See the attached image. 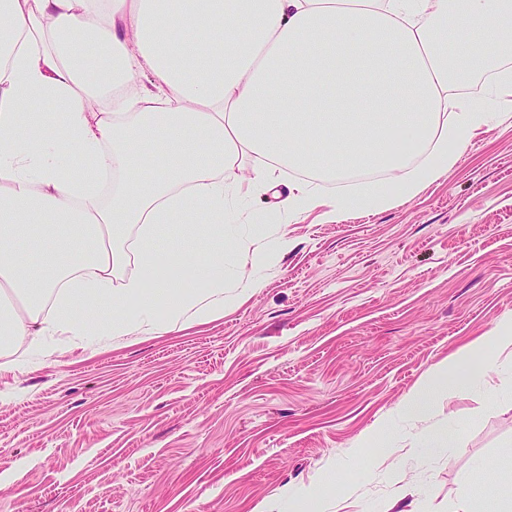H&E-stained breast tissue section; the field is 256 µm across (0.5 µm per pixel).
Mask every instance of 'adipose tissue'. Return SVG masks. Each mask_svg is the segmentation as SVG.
I'll use <instances>...</instances> for the list:
<instances>
[{
  "mask_svg": "<svg viewBox=\"0 0 512 512\" xmlns=\"http://www.w3.org/2000/svg\"><path fill=\"white\" fill-rule=\"evenodd\" d=\"M511 58L512 0H0V353L49 358L208 320L225 289L250 294L257 270L292 248L285 223L317 207L336 222L390 208L443 177L512 113ZM483 74L482 97L462 96ZM38 102L63 105L60 120ZM87 164L94 177L74 176ZM347 167L386 177L353 196L278 189L288 169ZM246 186L275 191L279 224L257 218L271 248L228 265L224 242L239 234L224 220ZM200 214L207 245L161 246L163 225L182 218L191 236ZM488 348L512 357L511 319L400 403L402 420L424 424L418 447L448 445L432 401L479 383L498 403L486 366L471 364ZM342 485L331 468L289 490L292 512H323Z\"/></svg>",
  "mask_w": 512,
  "mask_h": 512,
  "instance_id": "adipose-tissue-1",
  "label": "adipose tissue"
}]
</instances>
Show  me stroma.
I'll list each match as a JSON object with an SVG mask.
<instances>
[{"label":"stroma","mask_w":512,"mask_h":512,"mask_svg":"<svg viewBox=\"0 0 512 512\" xmlns=\"http://www.w3.org/2000/svg\"><path fill=\"white\" fill-rule=\"evenodd\" d=\"M242 301L203 323L22 363L0 355V512H284L287 485L342 465L326 512H496L512 496L506 391L436 404L438 453L398 423L389 455L349 453L439 362L512 317V117L399 206L322 209Z\"/></svg>","instance_id":"obj_1"}]
</instances>
